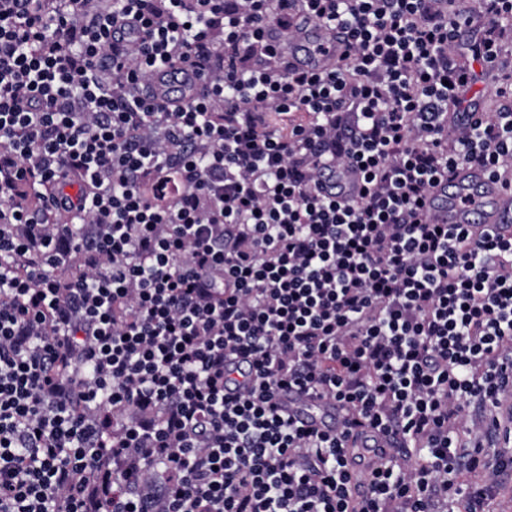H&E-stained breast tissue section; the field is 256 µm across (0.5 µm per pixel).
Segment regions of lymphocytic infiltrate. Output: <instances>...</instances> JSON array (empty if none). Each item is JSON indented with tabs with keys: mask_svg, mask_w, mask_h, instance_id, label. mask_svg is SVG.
<instances>
[{
	"mask_svg": "<svg viewBox=\"0 0 512 512\" xmlns=\"http://www.w3.org/2000/svg\"><path fill=\"white\" fill-rule=\"evenodd\" d=\"M479 9L0 0V512H490L512 231L426 209L461 164L512 186V84L456 120L512 44V0ZM302 18L346 33L330 70L268 40ZM177 63L205 85L171 105L147 86ZM359 186V179L355 172L348 170L340 173L328 168L324 170L318 192L322 196L349 200L357 197ZM276 403L281 409L288 412L296 411L298 417L306 421H314L318 426H332L336 423V417L339 415V409L333 402H306V405H300L301 402L295 394L280 392L276 398ZM332 424V425H331Z\"/></svg>",
	"mask_w": 512,
	"mask_h": 512,
	"instance_id": "f902f5d3",
	"label": "lymphocytic infiltrate"
}]
</instances>
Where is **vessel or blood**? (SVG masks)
Instances as JSON below:
<instances>
[{
  "label": "vessel or blood",
  "mask_w": 512,
  "mask_h": 512,
  "mask_svg": "<svg viewBox=\"0 0 512 512\" xmlns=\"http://www.w3.org/2000/svg\"><path fill=\"white\" fill-rule=\"evenodd\" d=\"M344 49L340 33H333L322 24L306 23L288 42V57L295 65L312 71L328 68ZM166 99L181 100L188 93L183 71L168 69ZM355 172L325 170L318 186L321 195L330 198L353 199L359 191ZM430 212L442 224H481L487 227L502 223L504 215H512V191L493 178L481 167L460 165L448 179L442 180L427 199ZM279 407L297 413L306 421L317 425L334 424L339 410L334 403L310 401L300 403L297 395L285 392L275 398Z\"/></svg>",
  "instance_id": "1"
}]
</instances>
